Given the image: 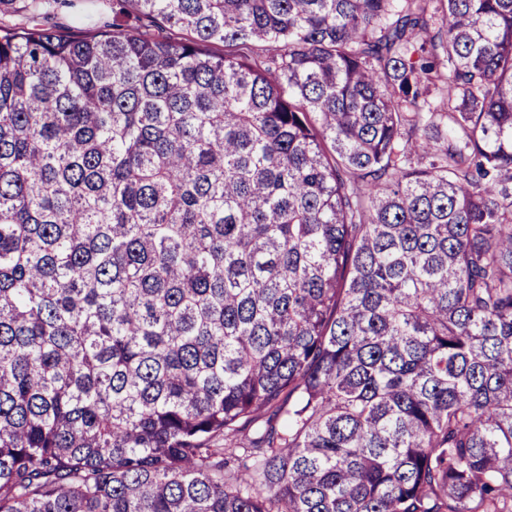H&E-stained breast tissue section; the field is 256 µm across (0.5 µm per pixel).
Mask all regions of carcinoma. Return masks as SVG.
Returning <instances> with one entry per match:
<instances>
[{
    "label": "carcinoma",
    "instance_id": "cac0c4a2",
    "mask_svg": "<svg viewBox=\"0 0 512 512\" xmlns=\"http://www.w3.org/2000/svg\"><path fill=\"white\" fill-rule=\"evenodd\" d=\"M112 11L0 33V512H512V0Z\"/></svg>",
    "mask_w": 512,
    "mask_h": 512
}]
</instances>
